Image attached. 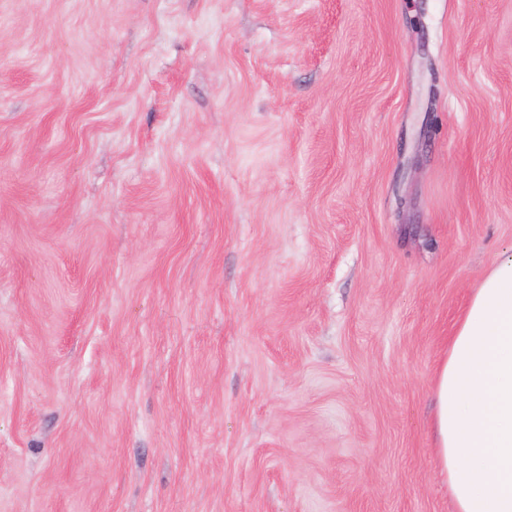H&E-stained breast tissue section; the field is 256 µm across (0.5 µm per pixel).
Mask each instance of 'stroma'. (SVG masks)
<instances>
[{
    "instance_id": "stroma-1",
    "label": "stroma",
    "mask_w": 512,
    "mask_h": 512,
    "mask_svg": "<svg viewBox=\"0 0 512 512\" xmlns=\"http://www.w3.org/2000/svg\"><path fill=\"white\" fill-rule=\"evenodd\" d=\"M511 249L512 0H0V512H453ZM453 512H512V251L471 294L434 376Z\"/></svg>"
}]
</instances>
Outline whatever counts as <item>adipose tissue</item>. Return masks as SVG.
<instances>
[{
    "label": "adipose tissue",
    "instance_id": "1",
    "mask_svg": "<svg viewBox=\"0 0 512 512\" xmlns=\"http://www.w3.org/2000/svg\"><path fill=\"white\" fill-rule=\"evenodd\" d=\"M434 392V446L453 512H512V252L471 294Z\"/></svg>",
    "mask_w": 512,
    "mask_h": 512
}]
</instances>
